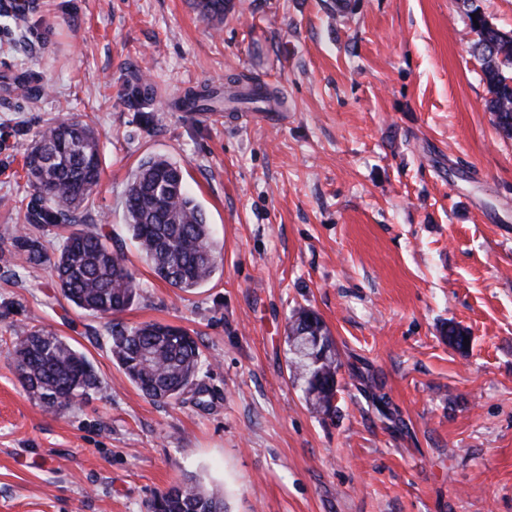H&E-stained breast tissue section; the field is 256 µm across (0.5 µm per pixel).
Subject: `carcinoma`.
Here are the masks:
<instances>
[{"instance_id":"obj_1","label":"carcinoma","mask_w":512,"mask_h":512,"mask_svg":"<svg viewBox=\"0 0 512 512\" xmlns=\"http://www.w3.org/2000/svg\"><path fill=\"white\" fill-rule=\"evenodd\" d=\"M207 21L224 20L227 0H193ZM474 50L481 61L497 128L512 136V33L489 23L474 24ZM259 104L275 110L282 104L277 92L243 83L229 76L221 86L189 89L174 105L188 112L220 106L237 112ZM25 166L34 188L27 221L34 229L53 225L70 228L54 259L41 237H19L18 251L0 252V262L20 260L31 268L50 263L60 295L76 307L110 316L108 338L112 359L126 377L153 401L180 399L199 371L202 351L184 328L144 322L127 325L117 315L140 297L139 284L125 264L112 233L81 227V210L88 203L101 174L99 137L74 117L49 123L27 150ZM126 221L131 239L153 273L184 292L207 283L221 251L210 234L206 214L184 187L180 165L164 156H148L131 174L126 189ZM304 331L318 342L316 360L291 357L289 370L303 382L306 400L319 413L336 414L338 353L333 336L313 310L293 311L288 335ZM17 371L24 390L51 413L72 406L74 396L98 387L86 356L56 333L36 325L14 331ZM146 512H224V496L217 489L178 484L158 492Z\"/></svg>"}]
</instances>
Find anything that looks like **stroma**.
Masks as SVG:
<instances>
[{"label":"stroma","instance_id":"35a3bbf8","mask_svg":"<svg viewBox=\"0 0 512 512\" xmlns=\"http://www.w3.org/2000/svg\"><path fill=\"white\" fill-rule=\"evenodd\" d=\"M0 0V251L34 195L27 149L76 116L100 135L83 226L110 231L139 283L122 322L199 339L179 401L145 397L112 359L108 317L63 299L49 266L0 264V512H145L170 486L225 512H512V138L497 129L463 0ZM241 76L273 117L183 112ZM183 169L222 259L183 292L127 231L128 177ZM336 340L337 412L288 370L292 312ZM83 352L98 389L45 411L15 329ZM464 329L466 350L445 337Z\"/></svg>","mask_w":512,"mask_h":512}]
</instances>
